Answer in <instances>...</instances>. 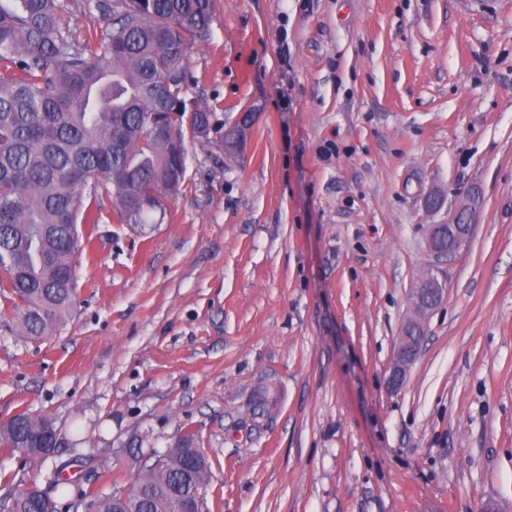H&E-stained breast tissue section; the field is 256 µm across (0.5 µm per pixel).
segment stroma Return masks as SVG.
<instances>
[{"instance_id":"1","label":"stroma","mask_w":512,"mask_h":512,"mask_svg":"<svg viewBox=\"0 0 512 512\" xmlns=\"http://www.w3.org/2000/svg\"><path fill=\"white\" fill-rule=\"evenodd\" d=\"M189 73L219 123L251 113L242 151L188 141L163 220L97 225L56 335L0 303V421L50 416L57 460L121 490L130 449L193 432L208 512L512 504V0H213ZM433 190L473 205L442 264ZM431 265L444 299L394 392ZM468 221V214L461 209L452 223L431 225L427 248L437 261H447L469 244L474 224ZM434 269L430 268L424 275L417 279L415 288H412V306L409 315L406 317L394 346L393 358L389 368L388 384L397 389L409 370L423 338L426 334V327L430 316L437 309L442 297L432 296L429 288H423L426 283L437 279L436 282L442 285V280ZM443 286V285H442Z\"/></svg>"}]
</instances>
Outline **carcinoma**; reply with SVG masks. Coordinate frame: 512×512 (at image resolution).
Wrapping results in <instances>:
<instances>
[{
    "mask_svg": "<svg viewBox=\"0 0 512 512\" xmlns=\"http://www.w3.org/2000/svg\"><path fill=\"white\" fill-rule=\"evenodd\" d=\"M105 34L72 36L70 0H0V297L31 340L70 316L77 265L112 202L119 224H146L182 183L185 136L218 148L214 113L189 97L191 49L209 34L212 0H87ZM163 130L166 137L158 135ZM48 416L26 411L0 423V448L44 464L54 454ZM186 434L167 460L139 467L134 487L86 488L57 465L45 487L7 479L0 512L206 510L210 465ZM51 497L46 501L43 496Z\"/></svg>",
    "mask_w": 512,
    "mask_h": 512,
    "instance_id": "obj_1",
    "label": "carcinoma"
}]
</instances>
